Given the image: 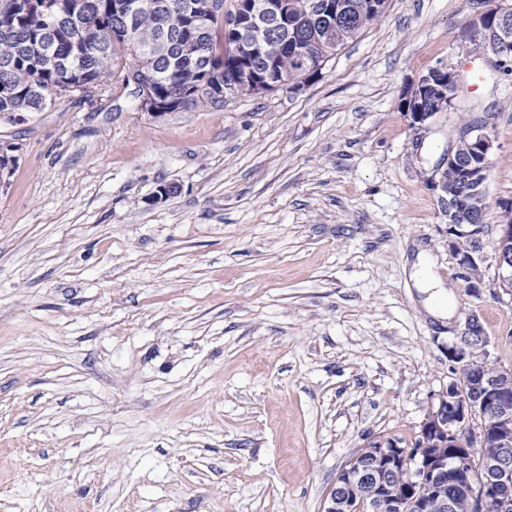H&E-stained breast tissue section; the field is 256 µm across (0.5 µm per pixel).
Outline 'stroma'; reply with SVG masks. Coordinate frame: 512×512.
<instances>
[{
    "instance_id": "stroma-1",
    "label": "stroma",
    "mask_w": 512,
    "mask_h": 512,
    "mask_svg": "<svg viewBox=\"0 0 512 512\" xmlns=\"http://www.w3.org/2000/svg\"><path fill=\"white\" fill-rule=\"evenodd\" d=\"M499 4L388 0L297 92L154 116L113 83L0 120V512H322L371 441L413 447L469 315L512 369L494 243L470 294L429 187L488 120L501 222L512 76L420 130L402 107ZM421 250L450 318L408 276Z\"/></svg>"
}]
</instances>
